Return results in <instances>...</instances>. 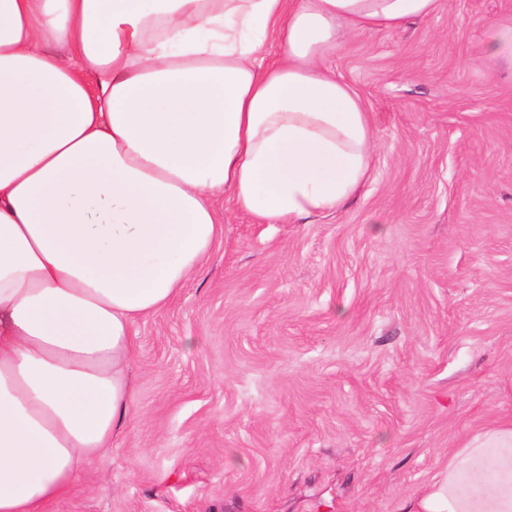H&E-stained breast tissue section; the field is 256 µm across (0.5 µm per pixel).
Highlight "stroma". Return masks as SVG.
<instances>
[{
	"label": "stroma",
	"mask_w": 512,
	"mask_h": 512,
	"mask_svg": "<svg viewBox=\"0 0 512 512\" xmlns=\"http://www.w3.org/2000/svg\"><path fill=\"white\" fill-rule=\"evenodd\" d=\"M512 0H441L329 64L371 117L331 216L221 238L132 328L138 418L52 512H400L512 419ZM484 49L486 56L500 59L512 67V27L491 26Z\"/></svg>",
	"instance_id": "obj_1"
}]
</instances>
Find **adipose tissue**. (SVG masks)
Masks as SVG:
<instances>
[{
	"instance_id": "ef3b65f1",
	"label": "adipose tissue",
	"mask_w": 512,
	"mask_h": 512,
	"mask_svg": "<svg viewBox=\"0 0 512 512\" xmlns=\"http://www.w3.org/2000/svg\"><path fill=\"white\" fill-rule=\"evenodd\" d=\"M439 7L0 0V512H48L134 426L130 329L220 238L219 195L296 224L363 185L370 115L328 64L341 25L399 30ZM403 512H512V421Z\"/></svg>"
}]
</instances>
